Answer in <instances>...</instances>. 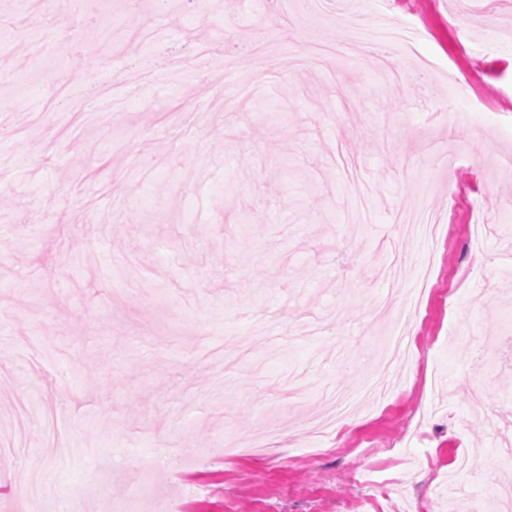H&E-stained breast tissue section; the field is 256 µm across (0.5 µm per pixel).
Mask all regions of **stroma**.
I'll return each instance as SVG.
<instances>
[{
  "label": "stroma",
  "mask_w": 512,
  "mask_h": 512,
  "mask_svg": "<svg viewBox=\"0 0 512 512\" xmlns=\"http://www.w3.org/2000/svg\"><path fill=\"white\" fill-rule=\"evenodd\" d=\"M54 5L0 10V103L25 113L0 112V512H484L454 469L512 450V0H113L96 27L73 7L45 63ZM380 15L417 56L301 69L348 41L338 18ZM370 49L405 79L376 84ZM46 69L73 99L108 84L110 111H59ZM419 203L435 243L395 222ZM402 317L410 359L387 370ZM333 394L357 426L291 442ZM272 428L271 450L222 451Z\"/></svg>",
  "instance_id": "obj_1"
}]
</instances>
